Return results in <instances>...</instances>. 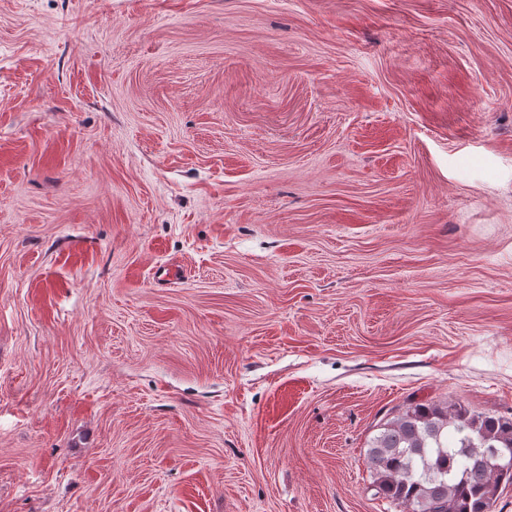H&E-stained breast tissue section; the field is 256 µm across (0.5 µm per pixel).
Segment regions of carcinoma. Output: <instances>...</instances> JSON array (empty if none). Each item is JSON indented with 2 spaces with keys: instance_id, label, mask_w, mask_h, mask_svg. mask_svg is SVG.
<instances>
[{
  "instance_id": "carcinoma-1",
  "label": "carcinoma",
  "mask_w": 512,
  "mask_h": 512,
  "mask_svg": "<svg viewBox=\"0 0 512 512\" xmlns=\"http://www.w3.org/2000/svg\"><path fill=\"white\" fill-rule=\"evenodd\" d=\"M486 448L512 449V413L490 415L460 400L412 402L379 425L365 454L375 496L401 512H496L512 468Z\"/></svg>"
}]
</instances>
